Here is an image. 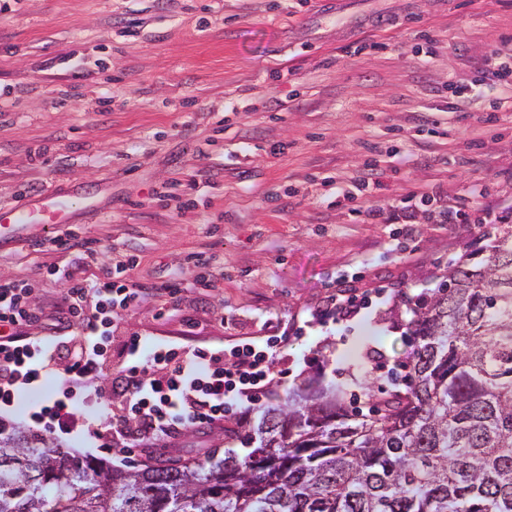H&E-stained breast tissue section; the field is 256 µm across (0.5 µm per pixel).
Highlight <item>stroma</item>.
I'll use <instances>...</instances> for the list:
<instances>
[{
  "label": "stroma",
  "mask_w": 512,
  "mask_h": 512,
  "mask_svg": "<svg viewBox=\"0 0 512 512\" xmlns=\"http://www.w3.org/2000/svg\"><path fill=\"white\" fill-rule=\"evenodd\" d=\"M506 39L512 0H10L0 208L32 186L56 191L81 204L55 232L91 241V271L131 253L134 283L181 279L179 317L156 318L155 298L118 311L145 348L221 347L279 324L286 374L266 404L307 384L345 399L401 389L388 374L413 348L410 301L486 246V206L512 208V99L489 89L456 107L449 91ZM369 158L380 186L357 182ZM175 183L193 202L182 213L167 198ZM412 186L433 197L413 226L361 217ZM449 205L469 223H438ZM212 254V288H194V256ZM53 262L66 258L31 240L0 246V278L28 280L48 312L65 288L45 273ZM340 285L385 291L352 319L317 320ZM58 386L23 389L0 421L32 430ZM49 440L120 468L239 445L218 429L128 460L79 428Z\"/></svg>",
  "instance_id": "1"
}]
</instances>
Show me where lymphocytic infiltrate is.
<instances>
[{
  "label": "lymphocytic infiltrate",
  "mask_w": 512,
  "mask_h": 512,
  "mask_svg": "<svg viewBox=\"0 0 512 512\" xmlns=\"http://www.w3.org/2000/svg\"><path fill=\"white\" fill-rule=\"evenodd\" d=\"M51 243L71 256L67 265L46 267L50 276L66 283L53 312L32 304L27 281H0L1 405L13 402L18 385L63 372L61 396L32 413L34 425L63 432L85 426L102 447L125 456L144 445L173 442L185 432L223 426L228 416L261 405L278 374L280 336L270 334L260 345L236 338L220 349L170 344L145 356L141 337L131 335L123 340L121 359L113 360L115 309L136 308L149 294L164 301L157 318H169L180 300L181 282L173 278L150 289L130 283L129 272L136 265L132 255L89 274L86 241L70 234ZM34 327L44 333L37 344L28 334ZM105 376L111 384L100 399L108 419L82 423L75 401Z\"/></svg>",
  "instance_id": "1"
}]
</instances>
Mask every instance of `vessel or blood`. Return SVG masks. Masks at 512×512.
Instances as JSON below:
<instances>
[{
    "mask_svg": "<svg viewBox=\"0 0 512 512\" xmlns=\"http://www.w3.org/2000/svg\"><path fill=\"white\" fill-rule=\"evenodd\" d=\"M71 206L50 191L21 200L0 211V242L29 238L35 225L66 224L70 221Z\"/></svg>",
    "mask_w": 512,
    "mask_h": 512,
    "instance_id": "b4317fda",
    "label": "vessel or blood"
}]
</instances>
